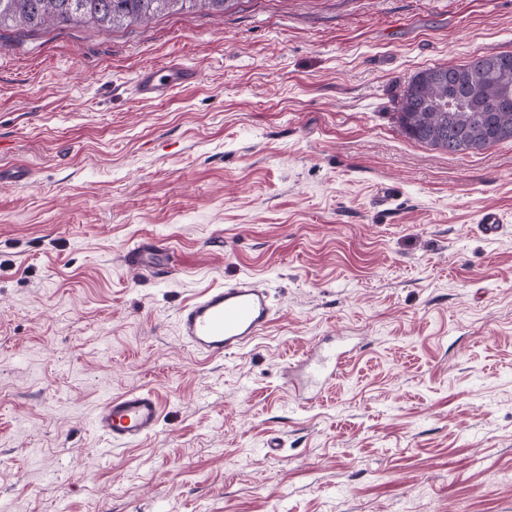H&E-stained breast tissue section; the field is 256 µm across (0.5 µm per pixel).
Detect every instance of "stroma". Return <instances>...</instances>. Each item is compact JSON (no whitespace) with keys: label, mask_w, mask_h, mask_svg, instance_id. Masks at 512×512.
Wrapping results in <instances>:
<instances>
[{"label":"stroma","mask_w":512,"mask_h":512,"mask_svg":"<svg viewBox=\"0 0 512 512\" xmlns=\"http://www.w3.org/2000/svg\"><path fill=\"white\" fill-rule=\"evenodd\" d=\"M491 50L512 0L1 31L0 166L32 178L0 181V512H512V142L449 154L394 118L416 72ZM173 61L198 81L133 95ZM148 237L168 279L121 262ZM242 276L265 334L187 349L179 309ZM337 336L303 399L290 363ZM136 389L159 428L110 443L89 417ZM345 352L334 348L331 350L323 349L322 345L312 346L306 353L307 377L311 381L328 382L336 377L341 371L345 361Z\"/></svg>","instance_id":"1"}]
</instances>
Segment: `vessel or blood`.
<instances>
[{"label": "vessel or blood", "instance_id": "b4317fda", "mask_svg": "<svg viewBox=\"0 0 512 512\" xmlns=\"http://www.w3.org/2000/svg\"><path fill=\"white\" fill-rule=\"evenodd\" d=\"M196 69L171 64L159 70L142 71L134 92L153 102L195 83ZM160 249L158 241L146 238L123 255L130 267L141 266L144 256ZM275 315L269 289L243 277L217 288L204 290L181 307L177 317L178 335L192 352L221 356L240 351L262 336ZM307 377L330 381L341 371L345 354L312 346L305 354ZM160 405L152 392L136 390L108 397L91 416L93 428L113 443H129L157 432Z\"/></svg>", "mask_w": 512, "mask_h": 512}]
</instances>
